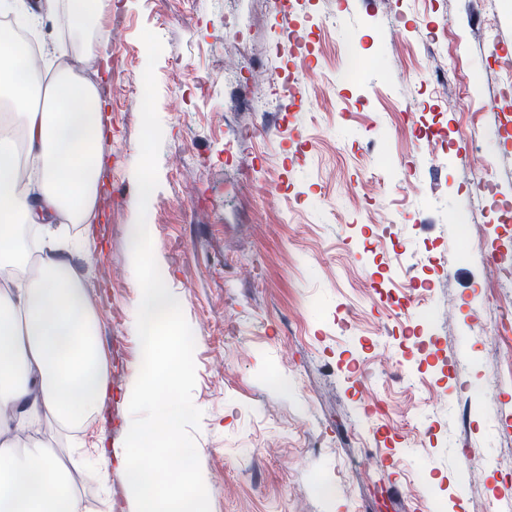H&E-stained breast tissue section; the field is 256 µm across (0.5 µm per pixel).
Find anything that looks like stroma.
<instances>
[{
	"mask_svg": "<svg viewBox=\"0 0 512 512\" xmlns=\"http://www.w3.org/2000/svg\"><path fill=\"white\" fill-rule=\"evenodd\" d=\"M119 0L102 92L112 136L93 255L69 252L93 303L112 389L87 445L122 449L142 353L131 232L138 212L140 39L156 33L154 255L195 338L192 401L211 512H497L512 497V0ZM232 12L241 42L224 31ZM361 67L349 71L347 48ZM300 77L303 108L224 82ZM497 193L477 195L487 164ZM483 465L472 483L457 460ZM89 512L135 502L119 475ZM224 82L229 84H235L237 86H242L246 89L249 94L250 99L255 104L257 112L266 111V107L268 105V99L265 90H254L249 87L248 81H242L239 77L237 68L233 63L230 66H224Z\"/></svg>",
	"mask_w": 512,
	"mask_h": 512,
	"instance_id": "1",
	"label": "stroma"
}]
</instances>
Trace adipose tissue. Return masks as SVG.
Returning a JSON list of instances; mask_svg holds the SVG:
<instances>
[{"instance_id": "ef3b65f1", "label": "adipose tissue", "mask_w": 512, "mask_h": 512, "mask_svg": "<svg viewBox=\"0 0 512 512\" xmlns=\"http://www.w3.org/2000/svg\"><path fill=\"white\" fill-rule=\"evenodd\" d=\"M0 89L11 103L10 128L0 132V512H87L41 428L49 420L85 427L110 392L91 299L64 257L97 244L88 233L70 239L50 231L47 221L95 219L111 131L106 101L95 85L64 73L45 82L3 32ZM21 143L39 175L33 194L17 182ZM34 242L42 251L38 276L13 279Z\"/></svg>"}]
</instances>
